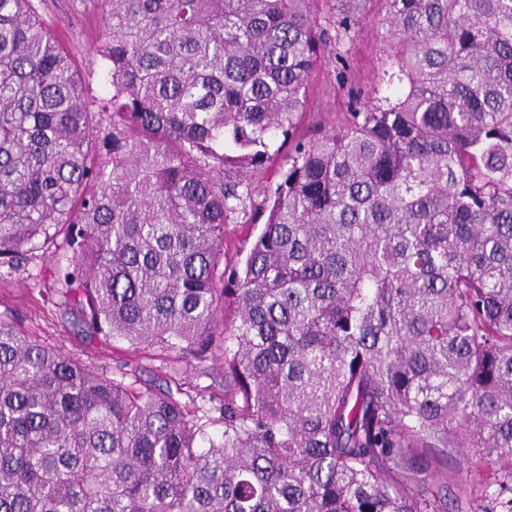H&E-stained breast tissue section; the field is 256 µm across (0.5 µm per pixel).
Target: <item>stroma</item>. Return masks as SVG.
<instances>
[{
    "label": "stroma",
    "mask_w": 512,
    "mask_h": 512,
    "mask_svg": "<svg viewBox=\"0 0 512 512\" xmlns=\"http://www.w3.org/2000/svg\"><path fill=\"white\" fill-rule=\"evenodd\" d=\"M381 8L380 0H371L368 23L327 48L311 86L300 131L321 121L342 119L350 109L349 87L361 88L368 94L378 88L387 60L386 30L377 22ZM40 13L69 51L90 96L103 97L96 53L105 36L100 0H42ZM0 314L8 315L43 343L62 349L107 377L133 372L144 384L160 382L164 375L160 361L126 341L86 332L79 306L65 286L46 272L41 258L0 276Z\"/></svg>",
    "instance_id": "35a3bbf8"
}]
</instances>
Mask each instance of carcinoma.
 Segmentation results:
<instances>
[{"mask_svg": "<svg viewBox=\"0 0 512 512\" xmlns=\"http://www.w3.org/2000/svg\"><path fill=\"white\" fill-rule=\"evenodd\" d=\"M320 2L102 0L95 99L36 0H0V270L63 237L86 328L174 382L0 315V512H512V0H381L387 94L297 137ZM217 351L210 416L180 380Z\"/></svg>", "mask_w": 512, "mask_h": 512, "instance_id": "carcinoma-1", "label": "carcinoma"}]
</instances>
